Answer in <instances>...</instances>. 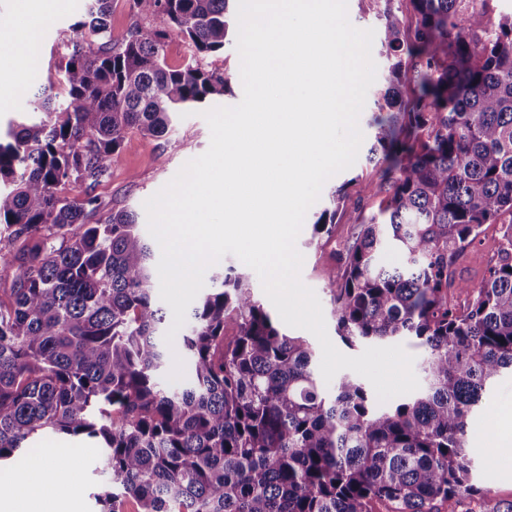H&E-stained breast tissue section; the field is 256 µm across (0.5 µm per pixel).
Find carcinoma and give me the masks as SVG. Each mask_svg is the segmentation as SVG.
<instances>
[{"label":"carcinoma","instance_id":"1","mask_svg":"<svg viewBox=\"0 0 512 512\" xmlns=\"http://www.w3.org/2000/svg\"><path fill=\"white\" fill-rule=\"evenodd\" d=\"M233 2L133 0L144 23L115 45L111 0H88L58 82L31 95L46 119L0 143V269L18 266L0 297V463L52 430L102 440L97 512L130 499L137 512H456L488 491L472 482V413L512 373V221L479 284L454 269L483 225L512 215V15L494 0H372L388 67L366 160L382 199L352 218L360 231L326 279L346 346L412 336L426 351L425 387L380 405L348 373L327 394L313 348L232 267L187 314L190 381L166 385L152 243L131 210L90 222L129 130L162 139L173 114L227 91L202 61L224 50ZM173 32L190 48L179 67L165 61ZM72 182L79 204L58 195ZM346 187L314 234H331ZM387 247L405 262L385 264ZM450 288L471 294L465 308Z\"/></svg>","mask_w":512,"mask_h":512}]
</instances>
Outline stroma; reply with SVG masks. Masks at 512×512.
I'll return each mask as SVG.
<instances>
[{"mask_svg":"<svg viewBox=\"0 0 512 512\" xmlns=\"http://www.w3.org/2000/svg\"><path fill=\"white\" fill-rule=\"evenodd\" d=\"M13 2L0 0V14L10 18L9 25L0 28L1 142L7 141L9 128L19 122L30 96L29 86L23 85L15 77L21 60L6 46L11 33L22 25L21 19L13 15ZM85 2L56 0L52 12L40 21L34 41L41 55L37 82L55 79L56 67L66 54L67 44L73 36L71 26L82 17ZM207 63L210 69L224 73L230 85L226 94L209 98L207 107L237 105L243 97V86L239 77L240 57L235 44L226 45L223 52L209 57ZM209 143V126L194 110L179 113L175 133L170 140H160L137 131L130 132L108 177L97 188L100 199L98 219H106L112 210L125 208L137 213L139 223H146L144 202L166 185L187 161L203 154ZM378 179V168L368 163L365 155H358L352 167L335 174L325 184L329 190L343 183L348 186L332 236L326 240L314 238L313 222L321 210L320 205L316 204L309 209L296 242L304 257L301 279L316 292L322 305L327 333L331 336L336 333V319L325 273L337 266L340 254L359 232L358 225L350 223V215L359 212L367 217L377 211L380 200L373 196L371 189ZM500 237V225H483L478 237L457 260V277L470 284H478L496 257ZM510 410L512 374L506 373L486 392L475 410V433L467 447L473 459L474 482L482 483L484 471H492L495 480L490 496L505 501L512 500V464L498 461L501 453L498 422ZM46 454L67 460V477L78 489L75 512H96L94 495L98 476L95 469L100 456L97 439L72 438L51 431L44 432L15 461L1 464L0 476L12 477L15 489H22L25 480L34 475V461Z\"/></svg>","mask_w":512,"mask_h":512,"instance_id":"stroma-1","label":"stroma"}]
</instances>
